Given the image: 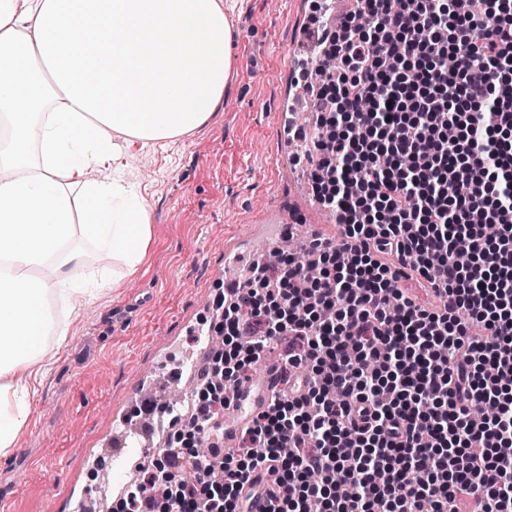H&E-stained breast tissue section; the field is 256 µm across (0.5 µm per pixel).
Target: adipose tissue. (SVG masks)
Returning <instances> with one entry per match:
<instances>
[{
    "instance_id": "1",
    "label": "adipose tissue",
    "mask_w": 512,
    "mask_h": 512,
    "mask_svg": "<svg viewBox=\"0 0 512 512\" xmlns=\"http://www.w3.org/2000/svg\"><path fill=\"white\" fill-rule=\"evenodd\" d=\"M233 43L223 0H0L1 457L27 423L49 342L67 339L57 306L118 287L153 239L125 145L162 147L205 125ZM100 168L108 177L89 179ZM78 236L111 253V273L72 279Z\"/></svg>"
}]
</instances>
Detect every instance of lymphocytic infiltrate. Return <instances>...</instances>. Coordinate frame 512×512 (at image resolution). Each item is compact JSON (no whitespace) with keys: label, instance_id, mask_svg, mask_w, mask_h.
<instances>
[{"label":"lymphocytic infiltrate","instance_id":"obj_1","mask_svg":"<svg viewBox=\"0 0 512 512\" xmlns=\"http://www.w3.org/2000/svg\"><path fill=\"white\" fill-rule=\"evenodd\" d=\"M356 2L312 103L339 241L310 244L316 277L259 262L216 296L227 347L197 379L238 389L286 337L305 386L228 452L226 397L168 412L208 455L190 483L145 469L128 512H512V0Z\"/></svg>","mask_w":512,"mask_h":512}]
</instances>
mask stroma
<instances>
[{
  "label": "stroma",
  "mask_w": 512,
  "mask_h": 512,
  "mask_svg": "<svg viewBox=\"0 0 512 512\" xmlns=\"http://www.w3.org/2000/svg\"><path fill=\"white\" fill-rule=\"evenodd\" d=\"M235 31L232 79L201 128L162 151L133 145L134 167L153 217L140 272L99 300L81 299L66 349L42 380L26 427L0 458V512H78L85 491L106 504L97 456L120 420L136 419L142 385L197 357L192 328L216 321L207 306L228 258L258 250L277 227L253 221L275 204L297 211L300 233L320 218L312 180L282 163L281 105L288 57L301 50L311 0H224Z\"/></svg>",
  "instance_id": "stroma-1"
}]
</instances>
